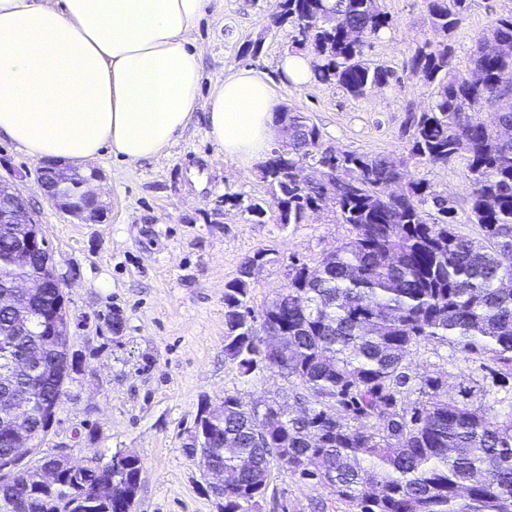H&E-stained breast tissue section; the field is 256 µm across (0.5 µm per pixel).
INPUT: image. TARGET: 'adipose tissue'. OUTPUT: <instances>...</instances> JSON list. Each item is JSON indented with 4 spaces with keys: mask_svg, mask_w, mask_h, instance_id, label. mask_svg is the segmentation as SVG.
I'll return each mask as SVG.
<instances>
[{
    "mask_svg": "<svg viewBox=\"0 0 512 512\" xmlns=\"http://www.w3.org/2000/svg\"><path fill=\"white\" fill-rule=\"evenodd\" d=\"M215 0H0V136L37 160L109 152L128 165L169 148L198 108L207 136L249 166L265 158L279 101L252 69L207 103L189 32Z\"/></svg>",
    "mask_w": 512,
    "mask_h": 512,
    "instance_id": "1",
    "label": "adipose tissue"
}]
</instances>
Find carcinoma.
<instances>
[{"mask_svg":"<svg viewBox=\"0 0 512 512\" xmlns=\"http://www.w3.org/2000/svg\"><path fill=\"white\" fill-rule=\"evenodd\" d=\"M431 28L444 34L416 44L410 68L435 85L428 110L409 119L410 155L444 165L465 155L472 192L467 221L483 233L475 241L456 231L457 209L430 185L412 178L402 161L355 151L336 154V212L353 236L313 266L292 264L288 284L256 322L252 282L244 261L224 289V358L240 374L277 371L301 389L308 408L293 416L266 402L243 405L224 397L214 425L229 445L214 439V466L234 474L224 485V512H252L279 466L302 482L327 488L349 512H512V410L493 415L465 386L448 399L439 378L412 379L404 361L432 340L465 353H489L512 376V137L489 129L477 112L498 108V124L512 127V15L497 20L489 49L471 57L480 80L453 73V36L470 0H426ZM276 24L289 23L297 48L315 54L314 79L336 83L354 96L394 78L370 66L364 48L391 26L380 0H278ZM327 158L316 125L294 113L288 151L259 167L270 202L250 204L252 221L302 224L322 202L327 186L296 185L295 172ZM84 176L74 173L55 189L62 200L83 201ZM19 245L16 224L0 220V285L15 276H41L45 258L9 262ZM32 335L17 337L20 314ZM68 314L56 288L21 303L0 306V351L23 357L38 351L65 359L66 372L38 381L35 403L60 400L77 370L70 338L48 339ZM417 393L414 406L404 397ZM88 466L63 471L54 486L31 478L0 488V500L30 503L31 512H124L123 503L99 500L94 489L136 471Z\"/></svg>","mask_w":512,"mask_h":512,"instance_id":"cac0c4a2","label":"carcinoma"}]
</instances>
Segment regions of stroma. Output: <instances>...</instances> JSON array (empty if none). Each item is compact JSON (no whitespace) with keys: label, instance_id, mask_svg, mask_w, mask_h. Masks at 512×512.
<instances>
[{"label":"stroma","instance_id":"obj_1","mask_svg":"<svg viewBox=\"0 0 512 512\" xmlns=\"http://www.w3.org/2000/svg\"><path fill=\"white\" fill-rule=\"evenodd\" d=\"M276 0H220L199 19L191 38L201 48L199 96L242 68L263 72L281 107L302 112L320 131L323 146L406 161L413 178L467 209L471 174L465 158L432 165L410 156L409 113L428 110L435 88L412 72L408 60L422 39L440 40L429 23L426 0H381L390 28L365 51L370 65L387 66V87L353 97L334 83L297 89L282 81L280 57L292 50L289 27L275 26ZM512 15V0H472L454 37L456 71L471 67L477 40L497 19ZM205 111L194 113L176 143L160 156L129 166L110 154L81 163L102 178L92 190L108 202L102 223L83 224L44 195L35 181L39 165L8 139L0 140V177L23 189L50 239L71 317L70 343L79 366L64 386L39 456L67 453L74 464L101 465L119 451L141 465L133 512H223L204 468L186 448L204 405L234 396L246 404L276 402L297 411L293 388L279 373L243 377L224 358V288L257 252L250 304L262 310L288 283L293 261L315 265L348 242L333 202L302 224L248 222L251 202L268 198L257 167L225 156L206 135ZM237 194L239 206L226 204ZM119 329H112V317ZM410 374L441 378L448 397L478 383L482 405L499 414L500 369L490 355L467 354L431 341L405 360ZM254 512H349L321 485L274 470Z\"/></svg>","mask_w":512,"mask_h":512}]
</instances>
